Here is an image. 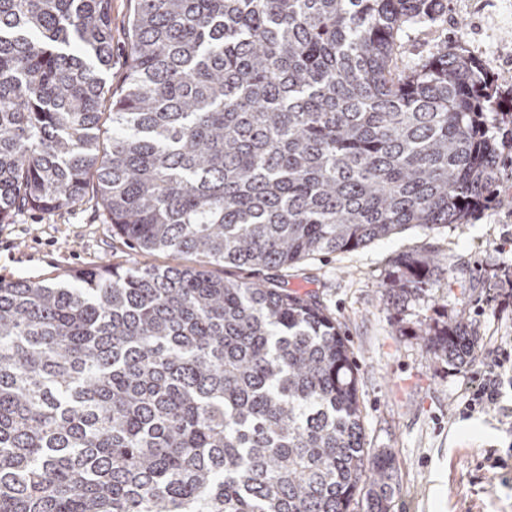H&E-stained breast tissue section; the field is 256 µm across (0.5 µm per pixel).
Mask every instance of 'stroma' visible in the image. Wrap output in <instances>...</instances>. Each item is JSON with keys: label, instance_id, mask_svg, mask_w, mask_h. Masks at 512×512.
Wrapping results in <instances>:
<instances>
[{"label": "stroma", "instance_id": "obj_1", "mask_svg": "<svg viewBox=\"0 0 512 512\" xmlns=\"http://www.w3.org/2000/svg\"><path fill=\"white\" fill-rule=\"evenodd\" d=\"M130 0H112V67L120 87L127 70ZM399 67L440 51L476 58L500 88V109L512 113V0H443L437 21L406 27ZM495 201L465 224L428 232L412 227L351 252L310 257L288 269L219 267L216 275L263 279L316 296L336 319L352 353L367 447L389 449L397 468L390 512H512V435L491 409L459 420L470 383L501 337L512 336V152L497 169ZM439 254L429 294L402 302L390 282L397 262ZM166 254L135 251L115 235L95 188L56 212L22 209L0 224V280L41 281L105 264L164 266ZM450 323L475 336L462 368L435 358L420 337ZM496 454L507 469L490 470Z\"/></svg>", "mask_w": 512, "mask_h": 512}]
</instances>
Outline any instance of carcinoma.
Instances as JSON below:
<instances>
[{"label": "carcinoma", "mask_w": 512, "mask_h": 512, "mask_svg": "<svg viewBox=\"0 0 512 512\" xmlns=\"http://www.w3.org/2000/svg\"><path fill=\"white\" fill-rule=\"evenodd\" d=\"M441 0H0V224L78 203L199 267L0 281V512H389L348 342L314 299L208 265L291 268L462 224L512 146L475 58L398 69ZM112 122L109 147L96 130ZM435 255L390 290L432 288ZM464 366L458 323L427 334ZM131 13L129 0H112V68L106 72L105 79L114 92L122 84L127 70Z\"/></svg>", "instance_id": "cac0c4a2"}]
</instances>
